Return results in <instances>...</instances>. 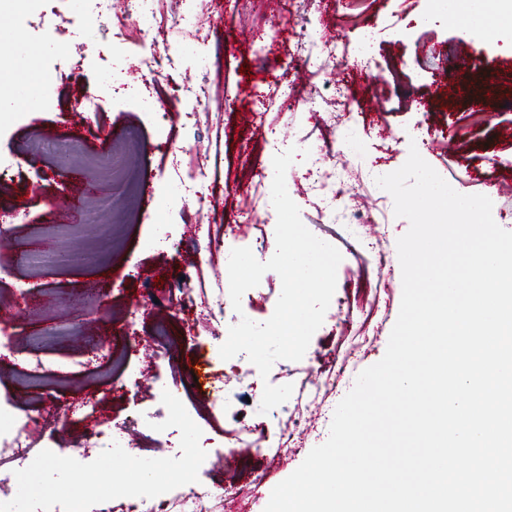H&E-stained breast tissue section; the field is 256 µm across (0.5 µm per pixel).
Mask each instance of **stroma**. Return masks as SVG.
<instances>
[{"instance_id": "35a3bbf8", "label": "stroma", "mask_w": 512, "mask_h": 512, "mask_svg": "<svg viewBox=\"0 0 512 512\" xmlns=\"http://www.w3.org/2000/svg\"><path fill=\"white\" fill-rule=\"evenodd\" d=\"M317 47L356 42L372 30L367 58H349L337 73L319 74L325 89L347 86L348 114L287 109L283 93L295 73L290 54L296 32L282 22L278 38L258 32L273 18L270 0H198L201 31L174 26L160 15V32L170 58L155 67V85L168 94V122L141 104L142 80L113 91L115 72L137 66L143 46L114 25L120 9H99L95 0H42L18 17L0 0V39L21 41L47 84L35 103L0 105V318L14 336L0 352V407L18 422L36 418V450L49 449L82 463L96 459L90 431L77 403L92 394L114 432L141 445L147 458L180 456L181 434L158 432L149 413L161 407L156 377L169 363L197 364L202 375L180 399L202 430L207 456L199 479L212 495L210 512H264L272 489L290 476L328 436L334 411L358 374L384 356L397 320L402 277L397 240L409 229L385 198L363 217L388 256L386 267L363 285L364 259L352 255L349 227L321 211L320 200L300 204V217L315 236L330 241L343 259L324 322L302 360L276 361L268 378L248 368L246 355L222 360L225 327L248 317L268 320L282 283L266 272L234 311L225 262L233 248L249 247L258 261L276 249L275 226L247 202L256 171L277 153L298 145L308 132L340 123L354 126L359 139L346 166L377 164L400 168L410 147L460 193L482 194L487 181L500 191L494 210L512 231V102L488 104L477 98L449 108L457 86L450 69L495 71L512 79V27L496 37L431 15L426 0H312L307 6ZM253 34L250 42L240 33ZM207 40L213 56L201 65L194 51ZM208 85L207 109L187 102L177 87ZM277 141H268L267 128ZM452 135L441 146L443 135ZM131 148L130 171L139 186L129 198L119 183L98 182L93 194L76 192L73 181L94 178L89 156ZM190 180L181 205L168 207L173 184ZM65 200L70 215L52 221L53 205ZM228 224L248 228L246 239L225 237ZM23 288L27 301L15 307L9 289ZM170 327L160 341V322ZM111 342L119 363L92 359ZM41 355L63 370L55 387L33 388L21 376L25 358ZM340 372L333 389L316 393L309 372ZM293 384L287 408L260 413L265 384ZM314 408L318 416L295 432L291 410ZM265 470L258 494L226 498L229 484L248 482Z\"/></svg>"}]
</instances>
